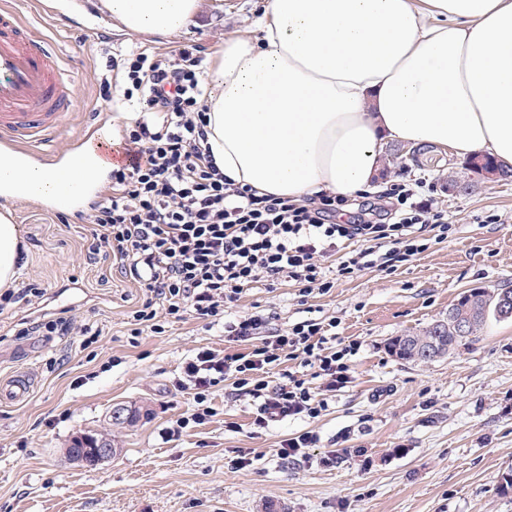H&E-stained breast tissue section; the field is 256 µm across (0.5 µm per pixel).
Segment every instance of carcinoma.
<instances>
[{
	"label": "carcinoma",
	"mask_w": 512,
	"mask_h": 512,
	"mask_svg": "<svg viewBox=\"0 0 512 512\" xmlns=\"http://www.w3.org/2000/svg\"><path fill=\"white\" fill-rule=\"evenodd\" d=\"M496 303L494 292L485 288H473L470 294L461 295L448 308V315L432 321L416 333L395 337L388 346L389 352L406 363L424 361L423 351L426 349H437L442 358L450 355L477 340V334L487 319L496 317ZM461 315H467L472 320L470 330L465 336L458 335L454 327V320ZM102 439L110 440L112 435L92 434L66 449V453L70 457L76 452L87 453Z\"/></svg>",
	"instance_id": "cac0c4a2"
}]
</instances>
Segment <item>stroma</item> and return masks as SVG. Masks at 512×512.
Returning <instances> with one entry per match:
<instances>
[{"instance_id":"35a3bbf8","label":"stroma","mask_w":512,"mask_h":512,"mask_svg":"<svg viewBox=\"0 0 512 512\" xmlns=\"http://www.w3.org/2000/svg\"><path fill=\"white\" fill-rule=\"evenodd\" d=\"M11 2L72 77L73 104L54 139L64 155L106 114L104 140H122L127 115L114 99L123 72L107 71V53L165 57L194 45L210 67L226 37L255 31L264 0H201L194 25L166 37L121 33L100 0H79L69 15L57 0ZM464 162L438 147L387 146L374 192L427 175L448 214L447 238L412 260L336 278L328 294L305 301L285 280L243 293L233 312L261 318V335L310 306L335 320L338 337L360 344L350 383L322 417L287 419L260 434L250 431V397L225 381L212 389L213 417L168 436L194 407L185 363L201 349L234 353L240 344L225 342L223 323L191 312L164 333L131 337L141 290L111 261L89 260V224L28 198L0 201L22 233L15 288L45 290L0 313V378L31 380L25 400L0 401V512H512L502 480L512 472V319H488L469 347L427 364L388 351L393 337L447 314L462 292L512 286V181L472 176L467 190H449ZM63 312L97 328L99 342L85 348L77 336L15 333L21 321ZM117 405L149 410L135 427L112 429L120 455L92 470L68 461L72 438L102 431ZM311 429L317 447L294 462L279 459L282 440ZM238 448L254 451L253 465L234 464ZM330 453L333 466H322Z\"/></svg>"}]
</instances>
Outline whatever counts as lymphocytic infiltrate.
<instances>
[{"instance_id": "f902f5d3", "label": "lymphocytic infiltrate", "mask_w": 512, "mask_h": 512, "mask_svg": "<svg viewBox=\"0 0 512 512\" xmlns=\"http://www.w3.org/2000/svg\"><path fill=\"white\" fill-rule=\"evenodd\" d=\"M196 47L187 45L168 59L147 53L123 61L126 88L138 116L121 146L128 163L112 168L107 196L88 216L90 255L112 259L143 290L132 313L133 335L143 329L164 333L186 311L220 321L240 352L222 356L204 349L186 363L184 374L195 389L196 410L177 420L178 429L204 424L213 412L212 387L232 380L254 400L255 427L289 418H320L327 396L351 379L356 342L338 337L333 324L308 317L266 337L252 338L262 326L255 316L225 321L250 284L275 286L293 281L301 298L324 295L333 275L392 269L427 248L424 232L447 237L449 226L426 178L392 184L381 194L391 222H339L348 200L322 194L294 201L256 195L228 181L206 139V86ZM338 257L336 269L328 259ZM299 361L301 373L284 372L270 386V370ZM320 387H311V379Z\"/></svg>"}]
</instances>
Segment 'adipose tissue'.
Returning a JSON list of instances; mask_svg holds the SVG:
<instances>
[{"mask_svg": "<svg viewBox=\"0 0 512 512\" xmlns=\"http://www.w3.org/2000/svg\"><path fill=\"white\" fill-rule=\"evenodd\" d=\"M200 0H102L120 31L168 36ZM257 37L225 39L207 80V144L225 177L302 200L365 191L391 141L487 155L512 170V0H265ZM0 153V194L56 178ZM20 232L0 213V288Z\"/></svg>", "mask_w": 512, "mask_h": 512, "instance_id": "ef3b65f1", "label": "adipose tissue"}]
</instances>
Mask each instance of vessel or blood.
<instances>
[{
    "instance_id": "vessel-or-blood-1",
    "label": "vessel or blood",
    "mask_w": 512,
    "mask_h": 512,
    "mask_svg": "<svg viewBox=\"0 0 512 512\" xmlns=\"http://www.w3.org/2000/svg\"><path fill=\"white\" fill-rule=\"evenodd\" d=\"M70 77L59 58L30 24L23 22L9 0H0V147L56 168L60 199H68L81 176L85 156L73 153L57 164L46 149L71 105Z\"/></svg>"
}]
</instances>
